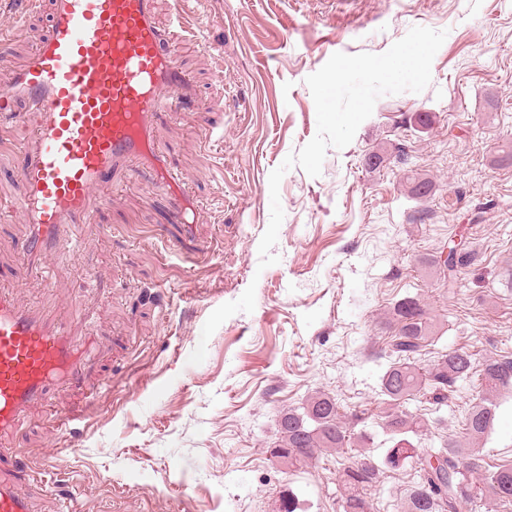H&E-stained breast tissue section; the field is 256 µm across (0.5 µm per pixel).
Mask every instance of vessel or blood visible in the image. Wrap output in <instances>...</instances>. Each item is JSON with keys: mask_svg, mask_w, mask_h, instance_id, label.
Here are the masks:
<instances>
[{"mask_svg": "<svg viewBox=\"0 0 512 512\" xmlns=\"http://www.w3.org/2000/svg\"><path fill=\"white\" fill-rule=\"evenodd\" d=\"M50 30L25 68L0 87V112L28 102L21 208L29 256H55L70 224L88 215L95 188L136 161L170 200L169 221L187 224L186 181L152 147L161 112L187 109L190 78L153 18V0H49ZM88 358L71 330L16 306L0 292V431L14 428L49 386L81 382ZM20 478L0 470V512H31Z\"/></svg>", "mask_w": 512, "mask_h": 512, "instance_id": "obj_1", "label": "vessel or blood"}]
</instances>
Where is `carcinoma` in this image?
I'll list each match as a JSON object with an SVG mask.
<instances>
[{
  "label": "carcinoma",
  "mask_w": 512,
  "mask_h": 512,
  "mask_svg": "<svg viewBox=\"0 0 512 512\" xmlns=\"http://www.w3.org/2000/svg\"><path fill=\"white\" fill-rule=\"evenodd\" d=\"M391 316L390 364L380 377L381 396L388 405L380 419L392 441L384 461L376 463L366 451L371 434L355 431L362 417L344 412L339 399L321 391L300 407L279 411L271 457L293 466L320 455L353 453L354 461L340 471L343 512H371L367 491L402 462L411 464L414 477L401 512H463L491 502L502 507L511 504L512 463L483 467V455L477 449L494 425L495 405L490 397L481 396L465 411V442L440 434L422 448L412 437L426 435L430 419L401 409V403L441 404L475 372L490 391L512 388V356H490L479 364L473 354L460 348L441 352L424 364L421 352L434 343L436 335L425 305L416 297H405L393 304Z\"/></svg>",
  "instance_id": "1"
}]
</instances>
